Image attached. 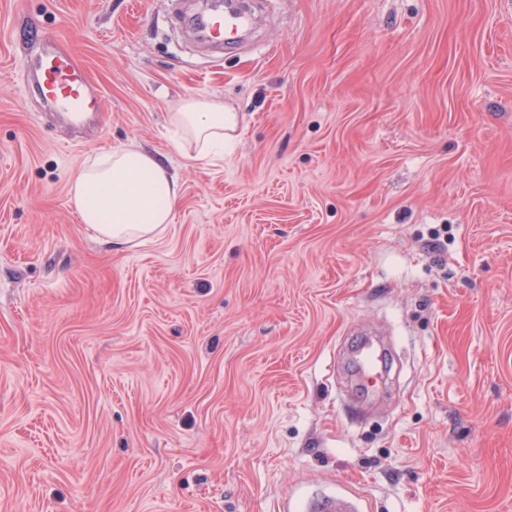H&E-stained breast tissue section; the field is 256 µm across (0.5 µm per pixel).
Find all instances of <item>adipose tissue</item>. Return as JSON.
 <instances>
[{"mask_svg":"<svg viewBox=\"0 0 512 512\" xmlns=\"http://www.w3.org/2000/svg\"><path fill=\"white\" fill-rule=\"evenodd\" d=\"M170 122L178 148L202 160L231 142L239 115L225 111L222 101L190 95ZM179 195V182L163 161L133 144L89 157L71 178V202L81 222L116 250L162 234Z\"/></svg>","mask_w":512,"mask_h":512,"instance_id":"ef3b65f1","label":"adipose tissue"}]
</instances>
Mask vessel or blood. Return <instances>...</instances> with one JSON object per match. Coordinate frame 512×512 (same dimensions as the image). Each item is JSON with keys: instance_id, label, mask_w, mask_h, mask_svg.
Wrapping results in <instances>:
<instances>
[{"instance_id": "obj_1", "label": "vessel or blood", "mask_w": 512, "mask_h": 512, "mask_svg": "<svg viewBox=\"0 0 512 512\" xmlns=\"http://www.w3.org/2000/svg\"><path fill=\"white\" fill-rule=\"evenodd\" d=\"M185 19L202 42L217 52L235 44L249 21L244 10L229 4L187 13ZM22 67L24 95H36L43 107L57 113L63 122L81 128L89 123L94 113L102 111L99 89L72 56L56 50L54 38L48 36L35 43ZM389 364L390 356L385 349L364 345L357 360L360 391L370 394L384 388ZM304 512H364V503L339 488L312 495Z\"/></svg>"}]
</instances>
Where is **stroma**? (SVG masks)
<instances>
[{
	"label": "stroma",
	"mask_w": 512,
	"mask_h": 512,
	"mask_svg": "<svg viewBox=\"0 0 512 512\" xmlns=\"http://www.w3.org/2000/svg\"><path fill=\"white\" fill-rule=\"evenodd\" d=\"M259 4L210 55L171 0H0V512H512V0ZM39 31L97 124L24 96ZM187 95L238 112L224 154L175 149ZM132 142L181 198L115 250L70 179ZM390 355L373 344L364 345L359 353L357 369L359 390L363 394L376 393L386 385ZM304 512H364V503L350 492L336 488V491L313 494Z\"/></svg>",
	"instance_id": "obj_1"
}]
</instances>
